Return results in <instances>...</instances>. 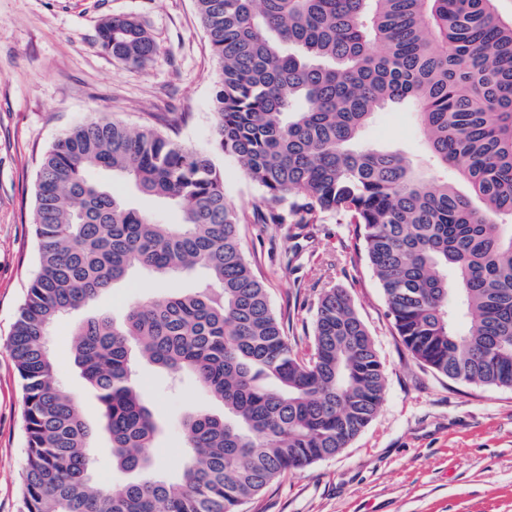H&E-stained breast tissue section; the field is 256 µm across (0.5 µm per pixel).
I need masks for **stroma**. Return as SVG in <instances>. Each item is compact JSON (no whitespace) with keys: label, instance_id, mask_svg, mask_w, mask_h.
Instances as JSON below:
<instances>
[{"label":"stroma","instance_id":"stroma-1","mask_svg":"<svg viewBox=\"0 0 512 512\" xmlns=\"http://www.w3.org/2000/svg\"><path fill=\"white\" fill-rule=\"evenodd\" d=\"M137 21L155 44L152 61L133 68L100 45L103 18ZM218 68L195 0H0V512H19L24 463L23 390L7 349L35 271L32 235L39 162L65 130L97 117L136 128L154 125L211 154L224 194L243 216L241 248L266 286L289 335L309 344L324 289L346 290L384 364L386 392L372 422L336 456L280 477L242 512H512V389L450 380L419 363L396 336L384 295L354 250L355 228L320 214L306 226L275 224L260 187L237 162L212 149V99ZM365 144L404 151L421 162L426 146L412 105L377 113ZM94 179L159 221L175 211L138 195L122 177ZM191 275H131L51 328L60 383L92 431L94 475L129 481L112 461L97 395L74 363L75 329L92 316L121 317L135 299L184 292ZM137 378L164 424L149 455L167 475L184 459L182 418L222 404L191 381L172 386L166 371L140 361Z\"/></svg>","mask_w":512,"mask_h":512}]
</instances>
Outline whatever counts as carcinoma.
<instances>
[{
    "mask_svg": "<svg viewBox=\"0 0 512 512\" xmlns=\"http://www.w3.org/2000/svg\"><path fill=\"white\" fill-rule=\"evenodd\" d=\"M219 81L213 149L237 159L264 202L308 224L356 226L395 335L455 381L512 389V19L495 0H196ZM102 48L132 67L155 54L129 18H106ZM413 104L431 165L361 143L387 106ZM180 214L160 224L103 183ZM242 217L212 158L151 126L97 118L44 155L33 236L38 267L8 349L24 392L21 512H239L281 475L341 452L376 416L385 371L349 294L320 297L309 352L285 332L239 242ZM205 277L76 329L74 362L94 388L115 465L93 477L91 431L55 375L61 317L129 274ZM470 319L461 329L458 321ZM189 375L224 414L181 421L178 477L146 454L163 425L134 378L132 349Z\"/></svg>",
    "mask_w": 512,
    "mask_h": 512,
    "instance_id": "obj_1",
    "label": "carcinoma"
}]
</instances>
